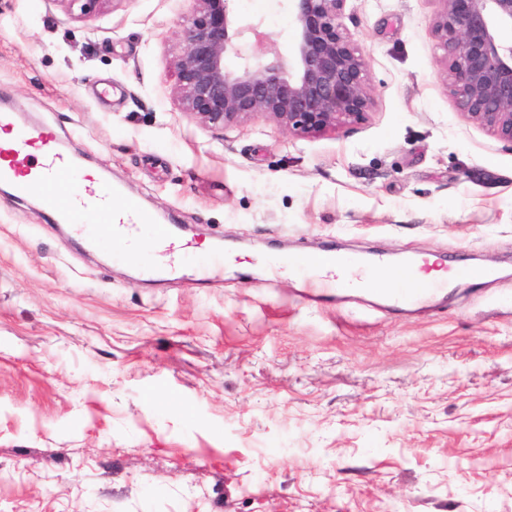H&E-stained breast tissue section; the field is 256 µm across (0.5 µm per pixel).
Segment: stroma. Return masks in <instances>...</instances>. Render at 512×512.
I'll return each instance as SVG.
<instances>
[{"label": "stroma", "mask_w": 512, "mask_h": 512, "mask_svg": "<svg viewBox=\"0 0 512 512\" xmlns=\"http://www.w3.org/2000/svg\"><path fill=\"white\" fill-rule=\"evenodd\" d=\"M192 7L0 0V99L194 235L180 274L147 251L135 275L0 191V512H512V146L458 106L440 0H347L371 105L309 139L181 111ZM230 8L287 52L281 0ZM259 245L498 274L411 308L316 304ZM224 271V253L217 251L210 259L199 264L194 271V278L199 283L208 282L221 276Z\"/></svg>", "instance_id": "stroma-1"}]
</instances>
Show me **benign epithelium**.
Here are the masks:
<instances>
[{"label": "benign epithelium", "mask_w": 512, "mask_h": 512, "mask_svg": "<svg viewBox=\"0 0 512 512\" xmlns=\"http://www.w3.org/2000/svg\"><path fill=\"white\" fill-rule=\"evenodd\" d=\"M85 15L108 0H60ZM182 17L184 49L174 62L182 112L215 132L256 114L299 138L364 120L367 62L338 23L346 0H284L293 45L263 60L261 22L243 24L229 0H194ZM432 29L447 78L468 119L512 144V0H442Z\"/></svg>", "instance_id": "benign-epithelium-1"}]
</instances>
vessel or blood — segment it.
Wrapping results in <instances>:
<instances>
[{
	"label": "vessel or blood",
	"mask_w": 512,
	"mask_h": 512,
	"mask_svg": "<svg viewBox=\"0 0 512 512\" xmlns=\"http://www.w3.org/2000/svg\"><path fill=\"white\" fill-rule=\"evenodd\" d=\"M0 132L8 136L7 141H0V181L8 183L16 195L38 196L56 221L86 233L89 244L108 247L117 238L129 241L146 227L151 243L162 251H190L191 242L175 236L169 225L158 223L138 202L102 184L95 174L82 171L77 156L61 148L47 128L17 124L11 112L0 110ZM337 265V271L313 275L310 300L330 297L340 285L339 270L366 266L377 271L387 262L376 256L365 264L345 256ZM427 268L424 262L401 267L405 285L389 289L391 304L420 302L437 292L439 283L421 277ZM223 271L224 254L218 251L196 267L194 278L204 283L220 277Z\"/></svg>",
	"instance_id": "b4317fda"
}]
</instances>
